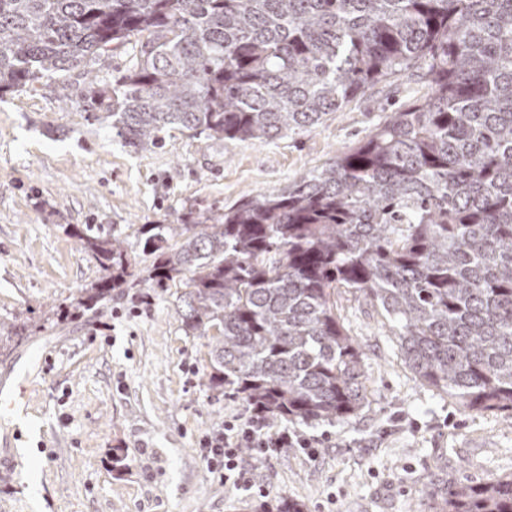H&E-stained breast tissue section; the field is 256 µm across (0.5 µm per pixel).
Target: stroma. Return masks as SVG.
I'll list each match as a JSON object with an SVG mask.
<instances>
[{"label": "stroma", "mask_w": 512, "mask_h": 512, "mask_svg": "<svg viewBox=\"0 0 512 512\" xmlns=\"http://www.w3.org/2000/svg\"><path fill=\"white\" fill-rule=\"evenodd\" d=\"M87 85L72 77L65 100L45 81L0 98V322L19 332L0 346V377L28 386L22 413L0 418V436L20 433L0 469V512H275L282 499L304 512H428L457 484L512 478V419L424 385L388 323L347 289L336 307L361 346L366 400L342 422L268 424L326 443L313 459L243 449L263 500L225 486L202 458L205 436L255 415L241 397L208 389L207 349L177 313L182 281L144 283L97 312L58 317L101 274L64 225L100 224L123 238L288 189L386 112L423 98L416 72L270 142L174 131L151 150L91 122Z\"/></svg>", "instance_id": "obj_1"}]
</instances>
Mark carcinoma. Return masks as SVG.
Wrapping results in <instances>:
<instances>
[{
	"instance_id": "carcinoma-1",
	"label": "carcinoma",
	"mask_w": 512,
	"mask_h": 512,
	"mask_svg": "<svg viewBox=\"0 0 512 512\" xmlns=\"http://www.w3.org/2000/svg\"><path fill=\"white\" fill-rule=\"evenodd\" d=\"M114 43L94 119L139 149L170 130L272 141L414 67L430 92L288 189L132 236L142 280L180 277L178 315L208 349L209 389L270 420L333 423L364 404L348 288L393 323L404 362L471 411L512 413V0H0V95L42 80L68 97ZM101 276L135 273L125 240L68 224ZM432 512H512V478L461 485ZM131 45L122 48L112 46V53L106 58L105 62L101 66V70L98 73L97 80L112 81V83L120 77L127 66L130 64L132 57Z\"/></svg>"
}]
</instances>
